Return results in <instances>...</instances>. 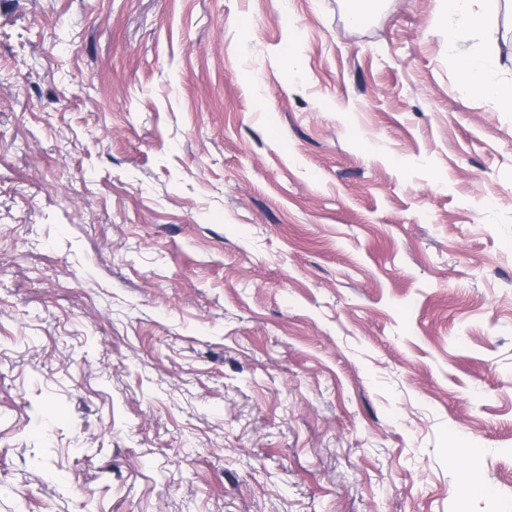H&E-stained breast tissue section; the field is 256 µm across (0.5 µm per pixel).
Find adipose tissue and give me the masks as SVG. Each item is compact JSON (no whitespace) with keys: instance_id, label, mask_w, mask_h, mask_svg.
<instances>
[{"instance_id":"adipose-tissue-1","label":"adipose tissue","mask_w":512,"mask_h":512,"mask_svg":"<svg viewBox=\"0 0 512 512\" xmlns=\"http://www.w3.org/2000/svg\"><path fill=\"white\" fill-rule=\"evenodd\" d=\"M476 0H441V10L434 18L436 26L445 28L449 42H456V24L473 32L484 30L490 23L491 7L479 8ZM461 89L495 105L512 110V82L500 78L495 58L488 53L468 54L457 59Z\"/></svg>"}]
</instances>
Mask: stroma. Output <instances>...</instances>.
Listing matches in <instances>:
<instances>
[{
    "instance_id": "stroma-1",
    "label": "stroma",
    "mask_w": 512,
    "mask_h": 512,
    "mask_svg": "<svg viewBox=\"0 0 512 512\" xmlns=\"http://www.w3.org/2000/svg\"><path fill=\"white\" fill-rule=\"evenodd\" d=\"M0 0V512H512V9ZM476 1L479 0H441V10L433 19V24L446 29L449 44L453 45L457 40V32L451 21L461 22L472 32H480L489 25L493 6L475 8ZM457 70L463 91L512 111V82L500 78L497 62L491 54L459 56Z\"/></svg>"
}]
</instances>
